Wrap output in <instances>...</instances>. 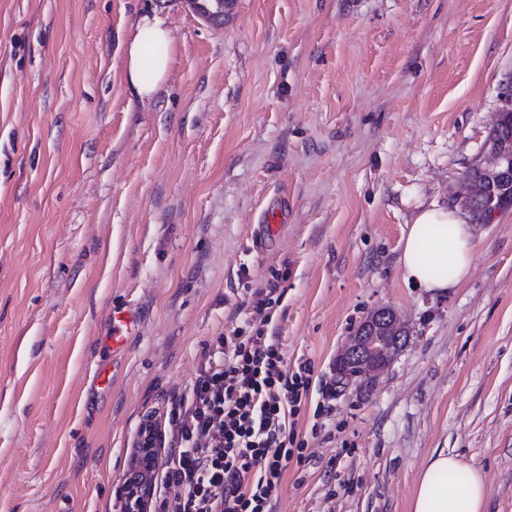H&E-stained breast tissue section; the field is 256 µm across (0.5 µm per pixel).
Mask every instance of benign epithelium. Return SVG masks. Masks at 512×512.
<instances>
[{
	"label": "benign epithelium",
	"mask_w": 512,
	"mask_h": 512,
	"mask_svg": "<svg viewBox=\"0 0 512 512\" xmlns=\"http://www.w3.org/2000/svg\"><path fill=\"white\" fill-rule=\"evenodd\" d=\"M489 161L483 166L486 172H495L501 177L512 178V153L492 148ZM387 323L396 330L401 329L396 313L391 309H382L378 316L368 321L372 330H365L349 337L336 356L334 371L340 383L348 386L357 379H372L382 372L406 343L405 336H381L375 324ZM143 447L137 449L133 466L136 471L147 474L152 457L159 444L158 429H148V434L141 440ZM131 512H149L150 492L148 484L136 478L123 488Z\"/></svg>",
	"instance_id": "7a95c632"
}]
</instances>
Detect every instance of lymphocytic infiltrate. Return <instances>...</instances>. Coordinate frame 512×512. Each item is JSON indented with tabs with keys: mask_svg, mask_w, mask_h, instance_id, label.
Listing matches in <instances>:
<instances>
[{
	"mask_svg": "<svg viewBox=\"0 0 512 512\" xmlns=\"http://www.w3.org/2000/svg\"><path fill=\"white\" fill-rule=\"evenodd\" d=\"M281 296L256 293L248 329L213 344L190 394L167 412V453L148 473L162 512H271L305 444L289 428L309 395V363L290 368L273 327Z\"/></svg>",
	"mask_w": 512,
	"mask_h": 512,
	"instance_id": "lymphocytic-infiltrate-1",
	"label": "lymphocytic infiltrate"
}]
</instances>
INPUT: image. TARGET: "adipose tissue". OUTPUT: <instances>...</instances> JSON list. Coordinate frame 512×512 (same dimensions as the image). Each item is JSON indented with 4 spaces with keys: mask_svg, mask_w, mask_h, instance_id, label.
<instances>
[{
    "mask_svg": "<svg viewBox=\"0 0 512 512\" xmlns=\"http://www.w3.org/2000/svg\"><path fill=\"white\" fill-rule=\"evenodd\" d=\"M174 42L166 19L140 16L125 48L124 81L140 100L156 96L173 61ZM474 236L459 209H420L403 237L399 258L405 281L429 292L459 286L474 259ZM487 486L482 473L461 456L434 452L421 474L411 512H484Z\"/></svg>",
    "mask_w": 512,
    "mask_h": 512,
    "instance_id": "obj_1",
    "label": "adipose tissue"
}]
</instances>
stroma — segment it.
Returning <instances> with one entry per match:
<instances>
[{"instance_id":"1","label":"stroma","mask_w":512,"mask_h":512,"mask_svg":"<svg viewBox=\"0 0 512 512\" xmlns=\"http://www.w3.org/2000/svg\"><path fill=\"white\" fill-rule=\"evenodd\" d=\"M152 11L174 57L142 102L124 48ZM511 100L512 0H232L220 26L185 0H0V512H113L143 415L165 423L272 285L284 356L313 368L273 512H410L442 448L512 512V207L474 222L460 287L398 265L420 207H460ZM127 302L138 334L96 385ZM381 308L406 344L324 401ZM265 223L266 224H258V227L253 232V235L258 237L260 241H262V239L278 237L283 225L282 208L279 207V205L269 208L267 211Z\"/></svg>"}]
</instances>
